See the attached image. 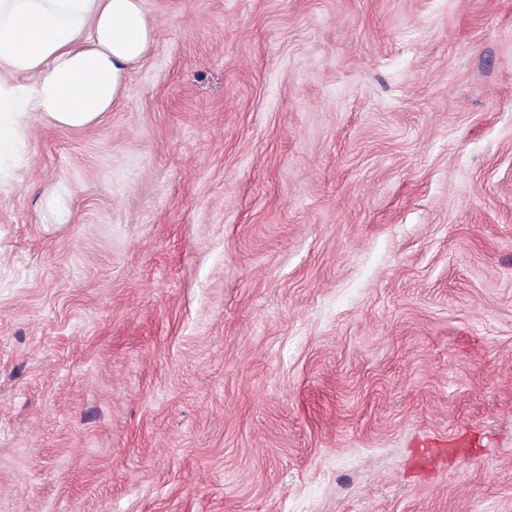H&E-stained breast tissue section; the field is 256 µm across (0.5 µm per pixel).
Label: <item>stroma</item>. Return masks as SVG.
<instances>
[{
  "instance_id": "35a3bbf8",
  "label": "stroma",
  "mask_w": 512,
  "mask_h": 512,
  "mask_svg": "<svg viewBox=\"0 0 512 512\" xmlns=\"http://www.w3.org/2000/svg\"><path fill=\"white\" fill-rule=\"evenodd\" d=\"M144 6L0 153V512H512V0Z\"/></svg>"
}]
</instances>
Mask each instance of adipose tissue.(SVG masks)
<instances>
[{"instance_id": "ef3b65f1", "label": "adipose tissue", "mask_w": 512, "mask_h": 512, "mask_svg": "<svg viewBox=\"0 0 512 512\" xmlns=\"http://www.w3.org/2000/svg\"><path fill=\"white\" fill-rule=\"evenodd\" d=\"M155 29L144 0H0V145L23 142L24 111L94 126L127 90ZM18 74L31 85H13Z\"/></svg>"}]
</instances>
